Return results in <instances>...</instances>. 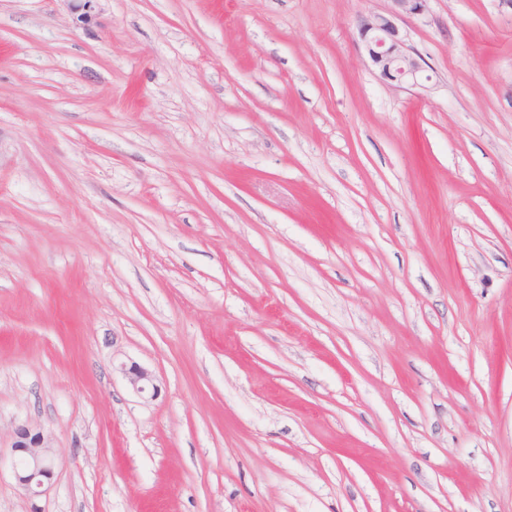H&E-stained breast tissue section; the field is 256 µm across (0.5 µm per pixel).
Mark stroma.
I'll list each match as a JSON object with an SVG mask.
<instances>
[{"label":"stroma","instance_id":"35a3bbf8","mask_svg":"<svg viewBox=\"0 0 512 512\" xmlns=\"http://www.w3.org/2000/svg\"><path fill=\"white\" fill-rule=\"evenodd\" d=\"M388 6L0 0V512H512V5ZM427 0H388L385 14L359 20L358 31L365 50L379 76L397 86L420 84L423 68L400 36L395 20L419 15ZM118 370L135 393L145 394L152 390L151 397L157 396L158 386L154 383V376L151 371L134 362L130 365L120 363ZM12 451L18 455L14 476L24 494L31 500L42 495L45 483L54 474L55 455L49 438L37 427L21 424L14 431Z\"/></svg>","mask_w":512,"mask_h":512}]
</instances>
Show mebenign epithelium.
I'll list each match as a JSON object with an SVG mask.
<instances>
[{"mask_svg":"<svg viewBox=\"0 0 512 512\" xmlns=\"http://www.w3.org/2000/svg\"><path fill=\"white\" fill-rule=\"evenodd\" d=\"M388 2L386 13L361 18L358 31L369 60L383 80L397 86H416L420 84L423 68L400 36L396 21L421 14L426 0ZM118 370L135 393L158 394V386L148 369L133 362L120 364ZM12 451L17 454L15 479L24 494L33 500L45 492V483L54 474L56 459L49 438L41 429L21 424L14 431Z\"/></svg>","mask_w":512,"mask_h":512,"instance_id":"benign-epithelium-1","label":"benign epithelium"}]
</instances>
